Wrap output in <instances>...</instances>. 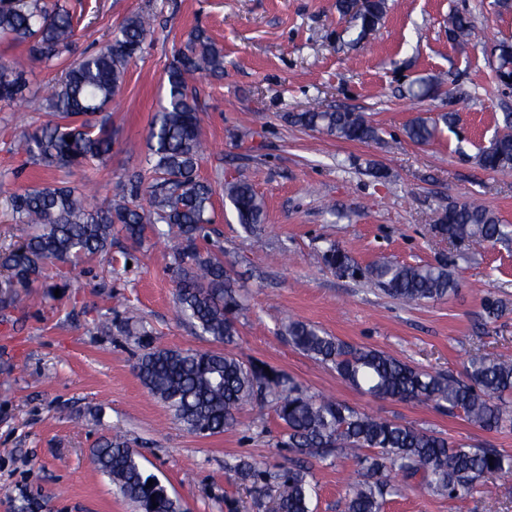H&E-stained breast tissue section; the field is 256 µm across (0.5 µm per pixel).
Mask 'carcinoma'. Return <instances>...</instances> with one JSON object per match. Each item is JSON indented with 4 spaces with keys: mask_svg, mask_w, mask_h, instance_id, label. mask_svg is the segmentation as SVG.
Masks as SVG:
<instances>
[{
    "mask_svg": "<svg viewBox=\"0 0 512 512\" xmlns=\"http://www.w3.org/2000/svg\"><path fill=\"white\" fill-rule=\"evenodd\" d=\"M386 0H371L359 16L357 38L378 30ZM152 26L151 17L133 13L123 19L95 52L75 60L53 84L42 90L48 120L23 133L16 151L48 168L71 169L105 159L112 149L103 113L114 101L131 62L142 52ZM450 38H476L471 19L454 14L448 19ZM0 39L25 46V53L0 62V102L20 104L28 99L29 63L51 67L71 53L77 40L73 15L45 0H0ZM499 73L512 70V42L495 46ZM224 73V51L202 28H194L173 56L167 70V103L149 127L150 177L127 179L109 203L90 205L86 188L64 183L19 187L9 195L13 219L35 231L20 245L0 253V307L23 302L22 293L58 262L105 255L114 231L133 242L144 226L164 224L174 263L175 303L201 336L230 345L239 335L238 317L244 303L236 291L224 251L202 247L215 188L199 175L203 154L200 118L191 84ZM288 122L324 132L340 140L369 143L380 139L379 129L358 112L326 111L312 107L291 112ZM454 123L451 112L438 118L418 116L405 128L407 138L429 143L438 125ZM73 142H67V139ZM493 172H512V114L505 113L500 135L477 156ZM245 232L254 234L265 222V206L253 186L236 179L224 183ZM435 232L450 242L467 241L478 248L512 239V226L500 222L486 207L465 201L442 209ZM320 262L342 277L363 276L387 295L407 304L447 297L460 288L448 264L411 265L382 260L361 269L334 243L319 255ZM119 329L136 340L148 335L141 322L128 317ZM282 335L311 359L331 367L354 388L375 398L431 403L450 416L461 414L486 430L512 428V358L471 357L465 378L430 373L382 350L356 346L308 322L290 319ZM253 360L213 349H173L143 344L135 364L144 388L160 400L174 419L193 434L213 436L239 424L246 406L269 405L285 425L278 445L299 455L323 460L350 459L356 478L347 486L342 512H383L386 497L417 480L431 493L450 499L487 493L486 478H512V455L496 448L453 442L443 434L371 415L335 398L311 394L288 373ZM98 469L112 477L117 494L139 512H181L179 501L165 486L145 473L135 449L115 435L93 449ZM228 470L252 483L261 494L282 488L273 512H313L315 487L308 468H288L267 459L226 462Z\"/></svg>",
    "mask_w": 512,
    "mask_h": 512,
    "instance_id": "1",
    "label": "carcinoma"
}]
</instances>
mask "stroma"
<instances>
[{"instance_id":"1","label":"stroma","mask_w":512,"mask_h":512,"mask_svg":"<svg viewBox=\"0 0 512 512\" xmlns=\"http://www.w3.org/2000/svg\"><path fill=\"white\" fill-rule=\"evenodd\" d=\"M380 30L355 40V23L336 0H66L78 23L77 51L106 41L129 14L153 13L155 28L131 63L109 109L112 151L103 164L70 175L28 162L12 145L45 119L40 100L0 108V175L7 187L94 181L99 202L148 162L151 118L160 108L175 47L193 28L224 50V75L194 85L209 150L199 173L209 180L247 179L266 219L247 235L223 191L213 197L212 239L224 249L246 309L230 350L274 366L310 392L453 440L512 454V429L489 431L433 405L370 397L289 344L279 329L303 320L348 343L382 350L431 372L463 374L473 354L512 356V244L470 250L431 231L446 205L481 201L512 224V176L482 169L476 155L512 113V89L496 78L494 45L512 40V0H386ZM467 14L480 44L448 37V17ZM442 78L415 99L416 82ZM362 113L380 130L371 143L348 142L289 123L312 104ZM455 112L429 144L407 139L417 115ZM383 169L372 176L367 161ZM147 226L142 245L114 234L108 259L85 260L60 291L31 289L26 309H0V512H137L93 461L100 439L127 438L146 473L177 498L183 512H257L247 484L225 461L269 458L290 465L277 447L283 423L271 409H245L224 433L185 430L151 396L133 365L138 348L100 324L125 312L140 317L161 347L207 349L173 303L171 257ZM360 264L379 258L448 263L462 286L447 298L407 305L362 279L318 264L328 243ZM506 310L487 320L484 294ZM315 512H339L352 463L310 457ZM495 495L462 499L421 487L388 497L384 512H512V479Z\"/></svg>"}]
</instances>
